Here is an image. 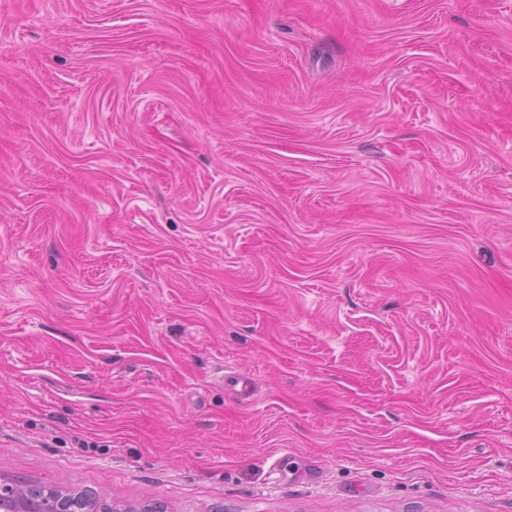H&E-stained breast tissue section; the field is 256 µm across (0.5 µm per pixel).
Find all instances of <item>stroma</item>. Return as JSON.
I'll return each mask as SVG.
<instances>
[{
	"label": "stroma",
	"mask_w": 512,
	"mask_h": 512,
	"mask_svg": "<svg viewBox=\"0 0 512 512\" xmlns=\"http://www.w3.org/2000/svg\"><path fill=\"white\" fill-rule=\"evenodd\" d=\"M0 475L512 512V0H0Z\"/></svg>",
	"instance_id": "35a3bbf8"
}]
</instances>
